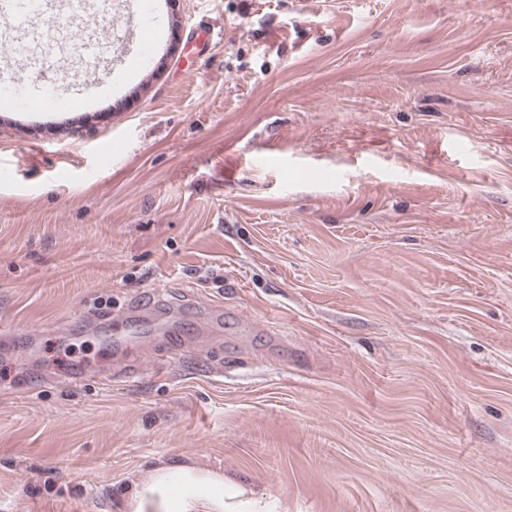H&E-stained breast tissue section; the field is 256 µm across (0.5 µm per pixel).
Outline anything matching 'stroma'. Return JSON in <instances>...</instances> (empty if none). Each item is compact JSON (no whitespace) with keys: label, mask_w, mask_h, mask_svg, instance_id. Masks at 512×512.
Instances as JSON below:
<instances>
[{"label":"stroma","mask_w":512,"mask_h":512,"mask_svg":"<svg viewBox=\"0 0 512 512\" xmlns=\"http://www.w3.org/2000/svg\"><path fill=\"white\" fill-rule=\"evenodd\" d=\"M171 8L111 115L0 120V512H129L170 464L512 512V0ZM156 294L184 335L109 362L86 319Z\"/></svg>","instance_id":"stroma-1"}]
</instances>
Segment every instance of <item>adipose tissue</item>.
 <instances>
[{
	"label": "adipose tissue",
	"instance_id": "1",
	"mask_svg": "<svg viewBox=\"0 0 512 512\" xmlns=\"http://www.w3.org/2000/svg\"><path fill=\"white\" fill-rule=\"evenodd\" d=\"M256 502L223 475L169 465L150 473L130 507L131 512H252Z\"/></svg>",
	"mask_w": 512,
	"mask_h": 512
}]
</instances>
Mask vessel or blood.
I'll return each instance as SVG.
<instances>
[{
  "label": "vessel or blood",
  "instance_id": "obj_1",
  "mask_svg": "<svg viewBox=\"0 0 512 512\" xmlns=\"http://www.w3.org/2000/svg\"><path fill=\"white\" fill-rule=\"evenodd\" d=\"M0 0V112L29 117V104L44 96V82L59 67H75L88 92L57 98L58 107L78 105L95 112L122 96L163 52L170 24L160 0ZM108 12L125 31L124 40L100 43L98 23ZM34 65L24 90L13 89L19 58Z\"/></svg>",
  "mask_w": 512,
  "mask_h": 512
}]
</instances>
